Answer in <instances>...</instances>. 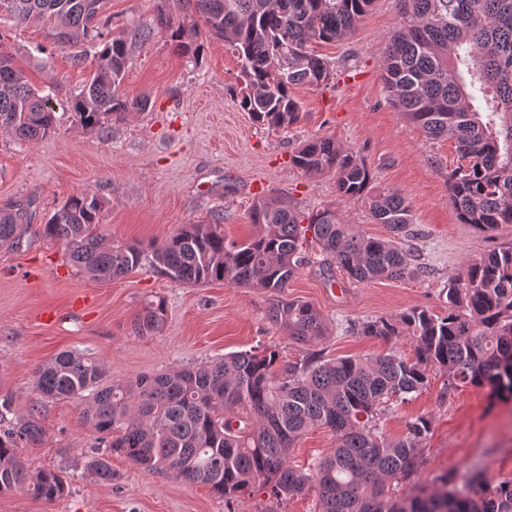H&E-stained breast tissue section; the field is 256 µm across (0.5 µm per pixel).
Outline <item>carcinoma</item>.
Instances as JSON below:
<instances>
[{
	"label": "carcinoma",
	"instance_id": "cac0c4a2",
	"mask_svg": "<svg viewBox=\"0 0 512 512\" xmlns=\"http://www.w3.org/2000/svg\"><path fill=\"white\" fill-rule=\"evenodd\" d=\"M372 0H158L153 24L119 36L101 31L103 0H0V21L46 27L52 46L98 41L94 73L71 101L79 123L105 132L146 96L121 90L129 49L154 32L198 57L201 44L183 42L185 20L203 21L208 39L224 42L240 66L238 107L269 129L287 130L302 116L293 95L298 85L320 87L334 79L315 45L347 37ZM402 23L389 37L382 73L392 103L432 139L454 141L458 166L448 174L449 200L458 220L482 232L512 224V0H400ZM49 96L32 87L13 57L0 51V127L21 141L55 129ZM292 163L308 176L336 174V190L364 199L386 237H371L346 224L333 209L304 213L279 196H262L250 212L255 232L241 242L224 237L221 216L182 224L161 242L104 241L98 228L105 204L95 194L69 197L43 225V235L63 243L78 271L109 283L139 269H153L186 284L222 281L270 294L269 318L292 341L316 346L327 337L324 316L312 304L285 295L288 282L310 262L307 238L357 283L398 280L426 271L413 236V206L400 193L373 185L357 152L329 137L301 144ZM30 222L18 203L0 212V248H17ZM445 314L412 308L399 316L355 325L357 333L390 343L416 341V359L394 350L375 357L325 359L312 352L277 365L263 349L218 357L206 365L107 382L100 363L64 351L35 371L47 398L87 399L81 415L97 434L86 469L112 484L109 455L127 458L152 476L175 475L210 487L227 499L264 491L283 500L316 491L319 512H512V480L492 484L480 476L457 486L437 478L433 490L399 496L396 489L420 468L419 446L430 422L417 417L406 436L391 441L378 416L422 390L431 369L448 386L487 390L512 401V244L472 260L448 276ZM163 300L136 315L134 332L158 334ZM326 428L336 448L309 471L288 462L290 449L310 428ZM44 430L37 410L0 429V494L27 492L55 501L69 491L65 476L29 470L16 454L37 448Z\"/></svg>",
	"mask_w": 512,
	"mask_h": 512
}]
</instances>
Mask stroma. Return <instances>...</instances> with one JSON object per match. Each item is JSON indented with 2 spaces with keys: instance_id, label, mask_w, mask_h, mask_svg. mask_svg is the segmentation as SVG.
<instances>
[{
  "instance_id": "obj_1",
  "label": "stroma",
  "mask_w": 512,
  "mask_h": 512,
  "mask_svg": "<svg viewBox=\"0 0 512 512\" xmlns=\"http://www.w3.org/2000/svg\"><path fill=\"white\" fill-rule=\"evenodd\" d=\"M156 7V0H106L102 16L119 33L151 24ZM401 21L399 0H373L347 38L320 46L336 77L327 86L295 88L304 116L287 131L259 127L238 108L233 88L239 64L222 41L205 40L195 59L154 35L131 47L122 82L129 96H149L148 109L113 122L104 134L82 127L70 109L92 70L75 66L73 57H93V47L57 48L44 63L31 55L45 40L41 25H0V50L14 57L33 86L49 91L57 117L55 131L34 143L0 129V211L21 200L32 201L34 209L19 247L0 248V399H11L14 416L36 411L46 431L42 447L19 449L26 467L70 479L68 494L52 502L0 494V512H318L311 491L282 501L263 492L227 500L203 484L147 475L117 454L111 485L86 469L95 434L81 417L80 402L43 398L34 386L36 368L59 352H86L102 364L107 381L126 382L204 365L224 353L270 347L291 363L310 350L269 320L265 292L221 282L181 284L149 269L105 285L79 273L65 246L45 238L42 226L67 198L90 192L105 203L102 232L110 240L160 242L179 225L209 221L218 211L227 238L242 241L253 232L255 200L275 194L305 212L336 208L345 223L386 236L363 201L339 196L334 174L310 177L292 164L304 141L334 138L357 152L376 185L412 203L414 244L428 271L357 283L313 245L310 263L286 294L324 316L328 336L317 348L324 358L370 357L392 347L414 359L411 337L390 346L357 334L354 323L415 307L443 314L440 291L449 276L512 242V224L483 233L459 223L447 183L458 163L454 142L428 138L391 104L381 73L387 39ZM158 298L167 311L163 330L136 335L134 317L145 301ZM418 416L429 419L430 432L420 445L421 471L400 495L445 473L462 477L478 470L494 482L512 479V403L491 404L485 390L471 386L447 388L443 373L433 370L422 391L384 416L382 431L401 439Z\"/></svg>"
}]
</instances>
